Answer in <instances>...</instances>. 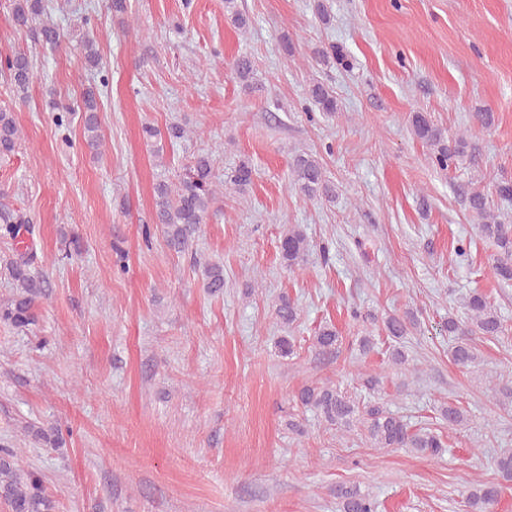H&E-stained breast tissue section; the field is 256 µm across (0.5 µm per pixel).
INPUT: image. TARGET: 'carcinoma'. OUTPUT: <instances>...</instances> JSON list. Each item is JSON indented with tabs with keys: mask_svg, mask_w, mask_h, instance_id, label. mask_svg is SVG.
<instances>
[{
	"mask_svg": "<svg viewBox=\"0 0 512 512\" xmlns=\"http://www.w3.org/2000/svg\"><path fill=\"white\" fill-rule=\"evenodd\" d=\"M52 9L53 6L45 3V0H13L12 19L16 26L22 28L41 16L46 17L36 32V39L56 46L60 42V33L50 17ZM224 13L235 26L241 29L248 26V18L238 8L237 0H224ZM313 55L321 64L332 62L343 68L350 67L347 55L334 47L318 48ZM231 74L248 89L256 85L252 61L246 56L234 60ZM0 76L10 84L19 99H24L34 76L33 56L24 49H15L1 56ZM308 95L312 105L322 114L331 116L338 111L336 97L325 85L313 84ZM77 111L82 113L86 146L94 152L100 150L103 136L93 90H86L79 100L56 113L55 126L59 130L69 128L71 117ZM471 120L470 135L456 137L448 136L446 130L435 125L425 112L412 113L410 124L414 136L428 149L432 164L445 171L463 162L471 165L479 163V153L469 137L489 131L495 124V116L492 112L480 110L472 113ZM143 131L149 139L162 135L172 144L190 139V131L179 123L170 124L163 133L151 125L144 126ZM19 140L20 132L13 112L0 107V159L13 154ZM289 172L292 185L305 198L315 200L332 197L333 186L327 179L322 163L314 154L306 151L294 153L289 163ZM251 181L252 169L243 161L227 177L224 185L242 192ZM220 193L222 189L218 188L215 181L213 159L203 151L191 155L184 172L176 180H161L155 184V224L160 226L170 250L184 253L192 248L194 239ZM466 202L481 235L493 241L498 248L493 265L496 277L511 282L512 224L505 223L491 211L488 198L482 190L469 192ZM30 229V220L23 213L0 210V239L15 241L21 232ZM309 251L310 243L298 227L292 225L282 233L280 252L288 267L294 269L301 266ZM37 260L36 250L28 248L10 264V276L16 293L0 305V321L16 328H24L34 321L36 302L45 295V288L49 287L45 278L31 274L30 267ZM195 264L200 272L201 288L209 295L223 293L224 265L199 259ZM462 308L465 318L448 313L445 329L448 332V355L451 361L460 368L468 369L478 361L475 337L498 339L505 334L506 327L500 311L484 294L468 295L463 300ZM275 312L284 327L288 328L296 321L297 306L285 296L279 299ZM383 324L389 340L388 360L394 366L406 367L409 358L404 349V340L420 325L417 314L412 311L388 314ZM339 344V333L334 326L326 324L315 332L314 347L318 352H333ZM298 401L327 428L338 432H350L357 428L376 448H410L430 456H439L445 452L440 435L431 429L415 428L387 406L372 405L362 397L338 387L306 385L299 391ZM440 415L452 428L467 421L465 411L453 402L441 407ZM495 466L503 481L512 482V448L500 451ZM501 491L500 484L477 482L469 491L467 507L470 512H497ZM336 498L340 501L342 512H378L376 499L356 485L336 486ZM0 503L5 504L9 512H55V501L45 493L41 478L20 466L14 452L6 448H0Z\"/></svg>",
	"mask_w": 512,
	"mask_h": 512,
	"instance_id": "cac0c4a2",
	"label": "carcinoma"
}]
</instances>
